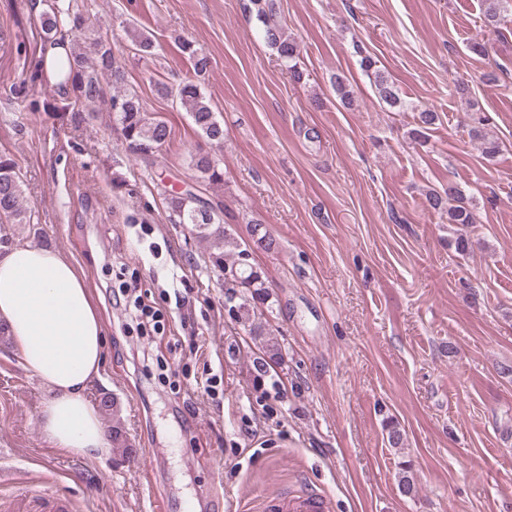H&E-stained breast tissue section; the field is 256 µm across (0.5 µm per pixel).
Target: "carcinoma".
Instances as JSON below:
<instances>
[{"mask_svg": "<svg viewBox=\"0 0 512 512\" xmlns=\"http://www.w3.org/2000/svg\"><path fill=\"white\" fill-rule=\"evenodd\" d=\"M251 2L255 18L263 27L267 44L288 64L292 79L301 81L303 71L300 66V49L284 32L276 0ZM41 28L43 40L55 45L64 42L67 36H84L89 30L84 14L74 8L71 0H46V7L41 14ZM127 34L137 51L145 55L152 54L155 43L150 36L135 28L127 29ZM181 50L192 60L196 75L207 73L210 60L198 52L192 42L182 41ZM360 66L374 76L373 84L382 102L391 108L401 105L394 82L376 68L375 60L364 56ZM57 69L59 89L62 90V103L57 110L71 113L75 123L83 121L84 117L76 105L97 100L101 92V79L110 80L115 88L110 108L121 125L128 148L143 161H153L169 139L170 130L164 120L149 115L136 93L125 88V74L115 60L111 45L95 41L94 55L91 57L71 51L58 61ZM160 92L179 101L203 139L216 144L224 143V124L213 112L199 83L184 80L172 86L163 84ZM470 119V134L480 143L483 156L488 160L495 158L502 151V142L488 131L489 118L478 109L472 111ZM436 120L437 114L434 112L425 110L419 113L417 127L411 132L412 137L416 140L426 138L427 131ZM190 158L193 168L203 181L212 185L224 183V169L211 156L195 153ZM165 201L169 223L191 225L200 238L209 241L217 249L214 262L224 271V287L228 288V302L232 303L230 310L236 312L242 323L250 324V333L261 335V326H254L252 322L256 303L265 301L269 291L262 271L249 262V245L270 251L275 247V240L263 230L261 222L251 220V242L239 243L235 234L225 227L224 209L201 201L189 190L168 196ZM427 201L432 209L447 213L450 224L466 227L474 223L470 204L451 185L441 192H430ZM29 224L31 214L25 206L22 181L16 172L15 162L9 156L0 154V249H8L19 241L21 229ZM101 405L104 414H112V446L124 454L129 453L130 446L124 437L116 398L105 393L101 397Z\"/></svg>", "mask_w": 512, "mask_h": 512, "instance_id": "1", "label": "carcinoma"}]
</instances>
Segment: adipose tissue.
<instances>
[{"label":"adipose tissue","instance_id":"obj_1","mask_svg":"<svg viewBox=\"0 0 512 512\" xmlns=\"http://www.w3.org/2000/svg\"><path fill=\"white\" fill-rule=\"evenodd\" d=\"M0 323L50 393L40 413L46 438L55 447L106 459L107 432L87 396L99 376L104 332L77 267L59 252L31 245L1 253Z\"/></svg>","mask_w":512,"mask_h":512}]
</instances>
